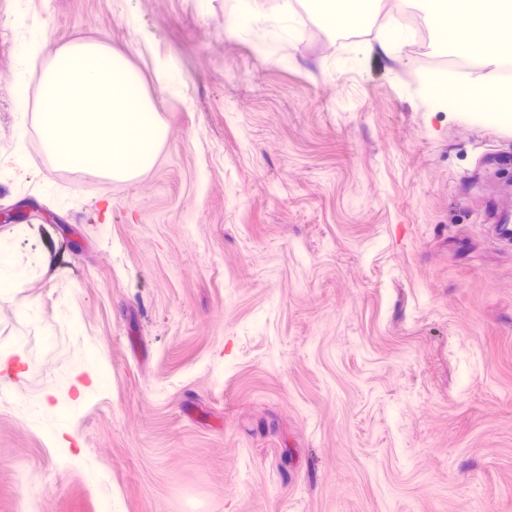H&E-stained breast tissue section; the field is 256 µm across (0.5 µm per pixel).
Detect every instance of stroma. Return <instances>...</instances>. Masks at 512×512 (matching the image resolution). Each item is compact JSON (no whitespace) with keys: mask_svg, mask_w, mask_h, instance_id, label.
I'll use <instances>...</instances> for the list:
<instances>
[{"mask_svg":"<svg viewBox=\"0 0 512 512\" xmlns=\"http://www.w3.org/2000/svg\"><path fill=\"white\" fill-rule=\"evenodd\" d=\"M293 6L288 43L233 29V0H0V153L36 96L13 83L32 24L124 53L169 131L110 180L32 126L0 181V236L38 261L0 301V350L26 358L0 393V512H512V127L427 109L438 36L384 51ZM91 345L90 481L15 407ZM29 116L30 113L26 107L20 108L15 113V128L20 143L13 154L8 156L0 155V176L2 171L13 174L15 171L25 167L26 158L22 143L27 134Z\"/></svg>","mask_w":512,"mask_h":512,"instance_id":"35a3bbf8","label":"stroma"}]
</instances>
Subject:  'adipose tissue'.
<instances>
[{"label": "adipose tissue", "instance_id": "ef3b65f1", "mask_svg": "<svg viewBox=\"0 0 512 512\" xmlns=\"http://www.w3.org/2000/svg\"><path fill=\"white\" fill-rule=\"evenodd\" d=\"M316 2L328 34L362 28L379 5V0ZM231 23L237 29H271L284 40L295 36L291 0H282L280 10L272 15L262 13L256 0H235ZM428 23L441 33L448 51H461L484 64L478 83L463 89L450 85L447 75H423L421 91L432 109L464 111L473 121L494 123L503 101H512V56L500 48L503 35L512 33V0H428ZM108 378L96 349L90 347L79 371L66 377L62 389H48L38 401L17 405L23 419L45 435L49 447L64 449L65 466L93 470L82 454L70 450L77 440L71 422L92 392L106 388ZM61 392L67 395L62 403L57 400Z\"/></svg>", "mask_w": 512, "mask_h": 512}]
</instances>
